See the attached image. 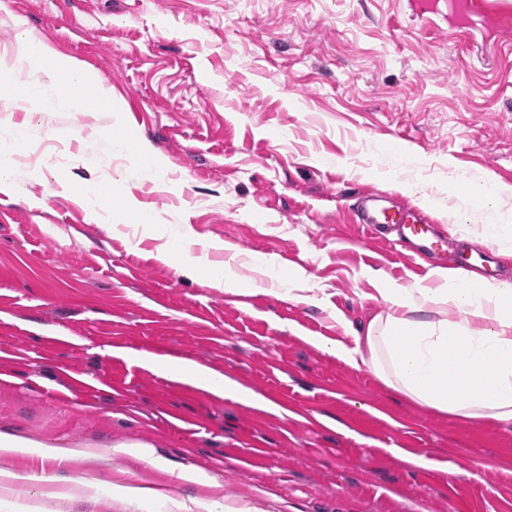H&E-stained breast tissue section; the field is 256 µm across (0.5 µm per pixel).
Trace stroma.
Wrapping results in <instances>:
<instances>
[{
    "label": "stroma",
    "mask_w": 512,
    "mask_h": 512,
    "mask_svg": "<svg viewBox=\"0 0 512 512\" xmlns=\"http://www.w3.org/2000/svg\"><path fill=\"white\" fill-rule=\"evenodd\" d=\"M20 33L82 61L120 108H0V162L21 127L43 163L0 189V433L24 446L0 454L16 475L0 512H512V425L419 407L310 343L352 342L387 312L372 272L434 283L356 224L360 189L474 239L473 219L448 214L467 182L512 187V33H462L409 0H0V52ZM112 137L149 142L169 168L129 183L107 223L88 196L142 162L112 155ZM184 224L208 263L239 251L304 269L308 301L247 264L256 285L238 295L155 260ZM174 361L252 396L173 380ZM484 458L493 471L448 473Z\"/></svg>",
    "instance_id": "35a3bbf8"
}]
</instances>
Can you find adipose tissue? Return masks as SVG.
<instances>
[{"instance_id": "obj_1", "label": "adipose tissue", "mask_w": 512, "mask_h": 512, "mask_svg": "<svg viewBox=\"0 0 512 512\" xmlns=\"http://www.w3.org/2000/svg\"><path fill=\"white\" fill-rule=\"evenodd\" d=\"M47 68L56 100L75 112L112 111L110 91L90 71L28 35L16 37L9 57L0 56V95L22 105L37 98L43 81L21 78L17 62ZM196 241L188 230L171 235L156 257L165 264L174 255L191 257L202 286L239 292L240 282L227 267L202 265L191 256ZM435 287L404 288L382 282L378 293L388 304L353 345L315 340V347L336 355L354 369L365 368L388 389L428 410L465 419L512 424V283L479 276L464 278L437 267ZM179 380L216 395L246 396L243 387L206 366L183 362Z\"/></svg>"}]
</instances>
